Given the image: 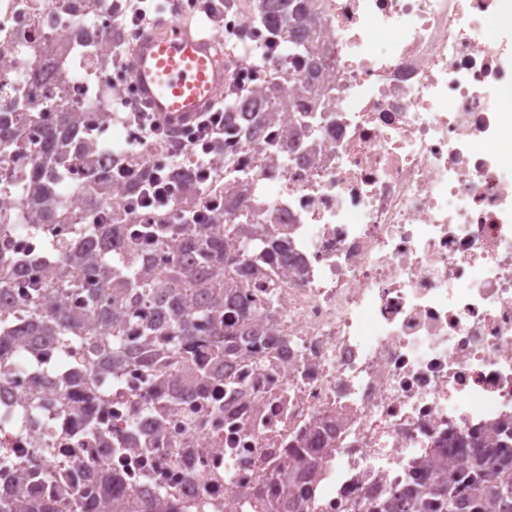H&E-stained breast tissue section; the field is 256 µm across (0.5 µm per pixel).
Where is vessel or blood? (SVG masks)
I'll list each match as a JSON object with an SVG mask.
<instances>
[{
  "instance_id": "obj_1",
  "label": "vessel or blood",
  "mask_w": 512,
  "mask_h": 512,
  "mask_svg": "<svg viewBox=\"0 0 512 512\" xmlns=\"http://www.w3.org/2000/svg\"><path fill=\"white\" fill-rule=\"evenodd\" d=\"M130 74L157 123L184 128L221 96L226 69L211 36L163 19L134 50Z\"/></svg>"
}]
</instances>
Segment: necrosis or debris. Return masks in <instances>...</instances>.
<instances>
[{
  "instance_id": "necrosis-or-debris-1",
  "label": "necrosis or debris",
  "mask_w": 512,
  "mask_h": 512,
  "mask_svg": "<svg viewBox=\"0 0 512 512\" xmlns=\"http://www.w3.org/2000/svg\"><path fill=\"white\" fill-rule=\"evenodd\" d=\"M309 57L258 29L255 8L224 4L223 43L259 47L262 63L227 56L224 90L255 115L227 154L211 158L223 208L270 225L288 245L273 274L242 290L262 313L244 353L219 359L217 337L168 344L165 304L126 327V355L111 393L86 390L83 348L68 377L37 375L56 337L44 332L0 345V415L30 390L40 410L0 430V489L58 512L72 493L105 508L99 477L120 495L163 500L167 512H252L255 493L276 512L278 474H318L312 512H358L365 496L415 480H440L434 458L452 435L512 421V26L497 38L485 18L512 15V0H302ZM130 21L121 0H0V112H65L79 130H108L113 107L131 99L129 74L113 65ZM278 103H266L268 88ZM162 162L154 145L121 126L100 153L104 168L132 156ZM6 244L23 256L17 283L42 272V245L25 200L16 144L0 134ZM131 190L97 196L81 166L57 172V209L106 206L122 215L129 255L173 263L171 246L144 252ZM159 348L152 369L132 352ZM108 423L111 440L89 433ZM54 440L46 457L38 442ZM55 479L40 484L41 473Z\"/></svg>"
}]
</instances>
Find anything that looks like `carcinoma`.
Here are the masks:
<instances>
[{"label":"carcinoma","mask_w":512,"mask_h":512,"mask_svg":"<svg viewBox=\"0 0 512 512\" xmlns=\"http://www.w3.org/2000/svg\"><path fill=\"white\" fill-rule=\"evenodd\" d=\"M260 27L271 34L303 29L299 15L290 13L282 19L272 14L261 20ZM18 155L30 160L29 180L32 190L31 206L38 213L33 233L45 248L60 255L57 264L46 266L42 276L25 285L26 291L18 297L12 310L0 311V330L21 324L12 335H25L24 329L42 328L54 332L58 340L57 355L52 370L61 372L70 364V353L80 338L97 350L113 353L118 347L117 336L123 324L139 321L136 310L122 306L127 291H133L146 300L165 297L172 301L170 335L184 341L195 335V321L212 323L218 335L224 337V357L234 351L229 338L237 335L240 324L249 316L239 314L232 306V289L241 287L258 269L256 261L272 257V253L287 250L281 242L271 241L266 252L251 251L247 245L263 242L260 230L251 224L248 214L241 212L224 224V232L207 233L195 224H157L147 230L142 243L147 246L180 244L182 261L165 268L143 269L123 254L112 221L110 231L97 240L96 253L74 255L59 241L53 240L48 225L53 223L55 210L51 207L55 173L75 156L86 177L100 190L112 182V172L95 165V142H85L82 149L72 143L75 129L74 113L56 112L52 117L37 118L31 112H18ZM42 125L40 142L31 150L23 139L24 129L31 123ZM21 257L0 249V289L11 287L12 273ZM223 268L224 274L211 277L207 270ZM196 288L207 296V306L197 315L184 313L178 306L180 287ZM105 288L107 293L96 302L89 314L68 310L67 303L84 295L89 287ZM52 295L57 303L47 307L44 299ZM105 376L99 361L88 363L86 384L98 396L105 394L99 380ZM444 472L441 483L434 486L418 485L406 494L372 496L362 512H444L445 504H454V512H512V424L497 425L488 436L483 432L467 438H448V457L440 462ZM285 483L286 512H304L311 500L310 489L304 478L296 473L278 475ZM156 502L145 507L125 499L123 506L112 512H162ZM0 512H37L29 500L0 496Z\"/></svg>","instance_id":"carcinoma-1"}]
</instances>
